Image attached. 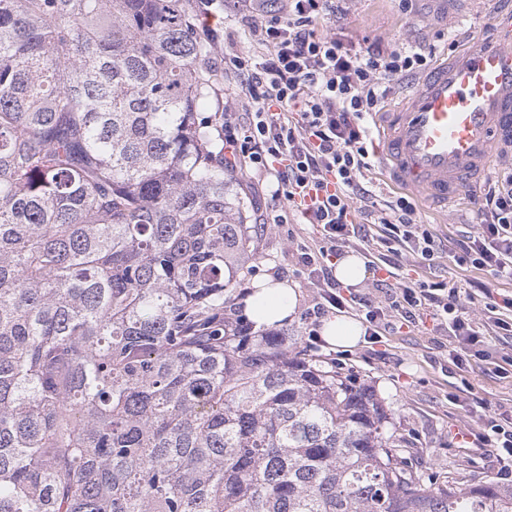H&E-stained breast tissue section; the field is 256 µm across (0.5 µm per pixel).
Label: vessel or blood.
Here are the masks:
<instances>
[{
	"label": "vessel or blood",
	"instance_id": "b4317fda",
	"mask_svg": "<svg viewBox=\"0 0 512 512\" xmlns=\"http://www.w3.org/2000/svg\"><path fill=\"white\" fill-rule=\"evenodd\" d=\"M389 183L447 211L512 147V48L473 42L430 68L405 105L374 115Z\"/></svg>",
	"mask_w": 512,
	"mask_h": 512
}]
</instances>
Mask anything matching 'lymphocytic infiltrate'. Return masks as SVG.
<instances>
[{"label": "lymphocytic infiltrate", "instance_id": "1", "mask_svg": "<svg viewBox=\"0 0 512 512\" xmlns=\"http://www.w3.org/2000/svg\"><path fill=\"white\" fill-rule=\"evenodd\" d=\"M282 12H256L248 26L253 43L267 55L224 57V72L238 79L254 110L248 121L224 124V148L233 162L277 182L276 196L286 212L260 215L263 224H284L289 214L321 235L318 250L304 249L300 261L309 278L325 289L316 311L342 305L321 257L346 246L356 234L352 209L366 223L380 225L378 259L400 270L411 254L433 260L438 247L429 225L417 223L415 206L404 196L378 201L368 179L374 154L369 120L391 92L393 80L427 70L431 53L401 44L384 51L375 46L346 45L335 33L318 31L319 22L336 14V0H284ZM479 224L459 240L456 262L512 281V170L496 172L477 201ZM399 295L390 310L369 306L374 327L390 328V315L405 322L428 317L446 325L456 339L448 349L455 364L483 358L488 337L512 336V299L486 302L481 321L464 316L460 284L426 283L400 278Z\"/></svg>", "mask_w": 512, "mask_h": 512}]
</instances>
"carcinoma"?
<instances>
[{"label": "carcinoma", "instance_id": "carcinoma-1", "mask_svg": "<svg viewBox=\"0 0 512 512\" xmlns=\"http://www.w3.org/2000/svg\"><path fill=\"white\" fill-rule=\"evenodd\" d=\"M213 0H0V512H512L245 336Z\"/></svg>", "mask_w": 512, "mask_h": 512}]
</instances>
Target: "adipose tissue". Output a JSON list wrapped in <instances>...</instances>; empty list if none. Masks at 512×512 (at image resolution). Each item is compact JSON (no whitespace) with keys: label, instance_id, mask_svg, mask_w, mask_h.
<instances>
[{"label":"adipose tissue","instance_id":"obj_1","mask_svg":"<svg viewBox=\"0 0 512 512\" xmlns=\"http://www.w3.org/2000/svg\"><path fill=\"white\" fill-rule=\"evenodd\" d=\"M297 294L287 281L266 278L257 282L245 301L248 318L259 327L291 321L296 315Z\"/></svg>","mask_w":512,"mask_h":512}]
</instances>
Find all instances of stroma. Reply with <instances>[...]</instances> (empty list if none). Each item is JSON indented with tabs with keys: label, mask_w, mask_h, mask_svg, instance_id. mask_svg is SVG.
Instances as JSON below:
<instances>
[{
	"label": "stroma",
	"mask_w": 512,
	"mask_h": 512,
	"mask_svg": "<svg viewBox=\"0 0 512 512\" xmlns=\"http://www.w3.org/2000/svg\"><path fill=\"white\" fill-rule=\"evenodd\" d=\"M212 27L219 32L226 52L257 53L240 18L237 0H216ZM512 0H347L345 16L328 23V31L344 42L380 44L389 49L409 42L435 48L436 58L446 61L472 41L502 40L496 22L498 11ZM416 219L432 225L442 244L431 263L413 266L410 275L434 282L457 276L458 280L484 283L493 295L512 297V284L490 272L458 266L455 243L465 225L478 223L477 207L464 197L453 208L451 221L424 202H416ZM318 234L311 225L286 229L261 225L257 232L251 273L237 288L246 298L264 278H285L298 293L297 313L286 323L289 335L309 354L340 362L344 371L371 381L392 413L398 433L412 444V459L427 474L453 476L470 484L498 477L512 464L502 449L484 445L478 438L480 420L470 418L473 398L490 402L491 410L512 411V372H495L487 362L471 359L465 369L448 358L450 336L434 331L431 321L398 330H387L377 339H363L357 347L336 350L322 339H309L310 322L305 314L320 290L299 263V245L315 246Z\"/></svg>",
	"instance_id": "stroma-1"
}]
</instances>
